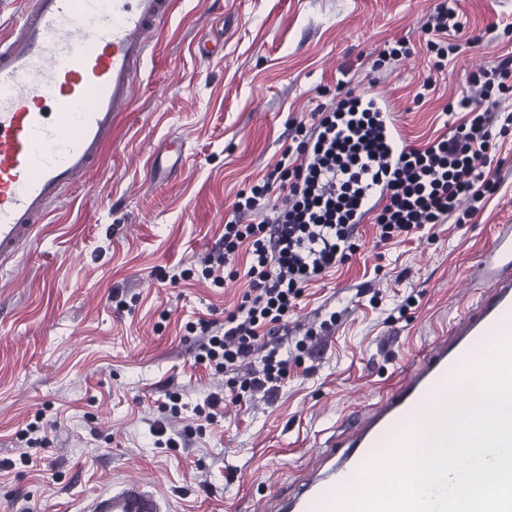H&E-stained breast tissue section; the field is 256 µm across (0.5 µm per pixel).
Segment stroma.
<instances>
[{"instance_id":"stroma-1","label":"stroma","mask_w":512,"mask_h":512,"mask_svg":"<svg viewBox=\"0 0 512 512\" xmlns=\"http://www.w3.org/2000/svg\"><path fill=\"white\" fill-rule=\"evenodd\" d=\"M439 2L177 0L100 169L0 268V512H81L131 477L170 512H270V489L303 482L327 440L475 303L476 263L512 225V121L490 151L505 183L472 223L386 243L365 224L360 249L304 289L288 339L306 348L274 395L235 398L248 365L214 375L193 360V325L223 324L248 289L244 254L218 282L201 261L237 193L280 160L290 125L310 122L342 79L387 101L420 146L442 133L467 75L512 52V0H458L460 49L433 69L422 26ZM202 41L213 47L203 59ZM169 139L182 163L152 180L150 155ZM172 391L184 409L159 412ZM212 396L213 418L196 414ZM34 421L45 439L32 447ZM161 436L177 447H157Z\"/></svg>"}]
</instances>
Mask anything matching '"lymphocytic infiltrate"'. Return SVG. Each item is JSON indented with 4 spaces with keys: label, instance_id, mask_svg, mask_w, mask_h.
<instances>
[{
    "label": "lymphocytic infiltrate",
    "instance_id": "f902f5d3",
    "mask_svg": "<svg viewBox=\"0 0 512 512\" xmlns=\"http://www.w3.org/2000/svg\"><path fill=\"white\" fill-rule=\"evenodd\" d=\"M510 78L512 53L490 70L470 74L475 95L448 105L461 113L460 123L424 145L401 143L391 165L386 157L394 119L378 111L369 94L350 92L320 106L302 141L237 195L236 212H257L262 219L227 221L202 274L213 277L242 249L249 289L225 317L223 330L199 321L195 362L231 372L258 359L241 392L275 391L290 364L281 336L290 309L305 286L345 262L361 224L375 220L386 241L450 221L469 223L484 207L474 162L487 153L500 117L498 94Z\"/></svg>",
    "mask_w": 512,
    "mask_h": 512
}]
</instances>
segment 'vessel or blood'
<instances>
[{
    "mask_svg": "<svg viewBox=\"0 0 512 512\" xmlns=\"http://www.w3.org/2000/svg\"><path fill=\"white\" fill-rule=\"evenodd\" d=\"M21 21L0 33V264L31 242L63 192L97 168L129 111L144 62L176 0H21ZM182 149L152 154L168 177ZM484 290L362 422L338 435L328 467L278 497L286 512H322L365 470L403 455L463 404L459 382L484 348L512 332V226L502 225L479 261ZM383 452H376L377 444ZM83 512H169L134 479L87 500Z\"/></svg>",
    "mask_w": 512,
    "mask_h": 512,
    "instance_id": "obj_1",
    "label": "vessel or blood"
}]
</instances>
